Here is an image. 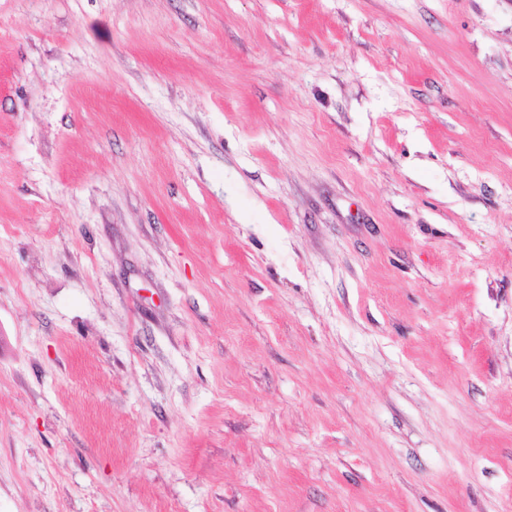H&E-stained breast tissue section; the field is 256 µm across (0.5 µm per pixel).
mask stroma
Here are the masks:
<instances>
[{
  "instance_id": "1",
  "label": "stroma",
  "mask_w": 512,
  "mask_h": 512,
  "mask_svg": "<svg viewBox=\"0 0 512 512\" xmlns=\"http://www.w3.org/2000/svg\"><path fill=\"white\" fill-rule=\"evenodd\" d=\"M0 512H512V0H0Z\"/></svg>"
}]
</instances>
